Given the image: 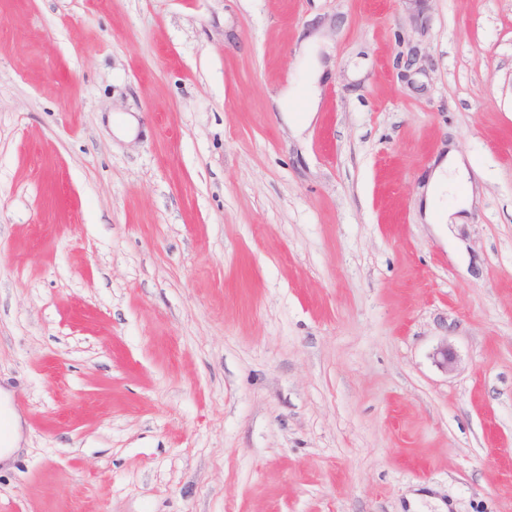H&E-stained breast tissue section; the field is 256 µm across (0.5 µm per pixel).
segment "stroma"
<instances>
[{
    "instance_id": "stroma-1",
    "label": "stroma",
    "mask_w": 512,
    "mask_h": 512,
    "mask_svg": "<svg viewBox=\"0 0 512 512\" xmlns=\"http://www.w3.org/2000/svg\"><path fill=\"white\" fill-rule=\"evenodd\" d=\"M0 391V512H512V0H0ZM310 80L309 83L305 86L298 85H290L283 91V103L286 104L291 99L298 96H305L310 104L315 108L317 105V96H316V83L320 77V71L312 65L310 68ZM468 170L466 164L452 152L447 158L439 161L429 179V188L424 199V214L430 224H455L462 217V211L467 208L466 195L458 196L453 209L445 211L441 198L445 193H453L457 185H467Z\"/></svg>"
}]
</instances>
